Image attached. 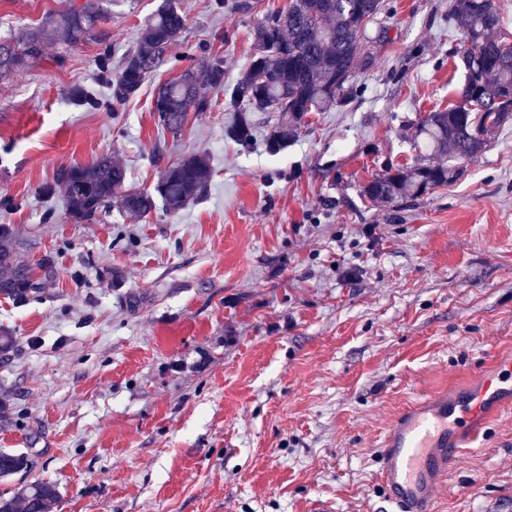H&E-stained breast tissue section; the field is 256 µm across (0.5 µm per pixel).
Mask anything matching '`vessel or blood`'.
I'll return each mask as SVG.
<instances>
[{
	"instance_id": "1",
	"label": "vessel or blood",
	"mask_w": 512,
	"mask_h": 512,
	"mask_svg": "<svg viewBox=\"0 0 512 512\" xmlns=\"http://www.w3.org/2000/svg\"><path fill=\"white\" fill-rule=\"evenodd\" d=\"M512 409V359L474 383L421 398L400 412L381 443L380 481L390 512H436V491L486 426Z\"/></svg>"
}]
</instances>
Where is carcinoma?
<instances>
[{
  "label": "carcinoma",
  "instance_id": "1",
  "mask_svg": "<svg viewBox=\"0 0 512 512\" xmlns=\"http://www.w3.org/2000/svg\"><path fill=\"white\" fill-rule=\"evenodd\" d=\"M382 0H290L285 11L268 16L253 33L255 54L248 68L231 85H224V60L205 57L177 78L163 84L153 99L161 126L176 134L190 114L208 112L213 94L225 96L230 120L227 137L247 147L252 140L254 112H275L276 122L267 134V148L281 151L295 139L298 125L311 112H328L357 95L356 70L370 63L364 53L370 26L376 23ZM104 18L103 0H72L63 11L49 16L45 25L15 39L0 38V78L28 70L46 60V47L55 40L78 44ZM500 17L493 0H458L451 18L461 34L456 51L463 72L458 102L427 113L417 124L412 149L414 164L391 166L376 175L362 194L374 204L417 199L454 182L464 165L483 152L487 141L476 136L484 130L494 136L512 120V47L493 38L490 31ZM186 18L179 0H162L148 18L138 48L128 52L117 76H112V50L104 45L97 57L96 84L112 90L121 102L135 96L148 75L169 61V49L182 36ZM79 107L97 109L94 91L80 87L69 94ZM440 163L431 164V157ZM206 159L188 153L166 166L149 189L126 186L123 165L103 157L91 166L66 165L56 170L41 193L59 196L65 214L77 223H92L118 199L131 218L143 219L162 203L171 214L200 199L209 185ZM53 272V257L45 255L39 267L21 259L15 228L0 224V297L24 305L43 292ZM16 337L0 329V360L14 353ZM33 460L0 450V482L29 472ZM59 498L57 485L34 481L13 495L0 493V512H48Z\"/></svg>",
  "mask_w": 512,
  "mask_h": 512
}]
</instances>
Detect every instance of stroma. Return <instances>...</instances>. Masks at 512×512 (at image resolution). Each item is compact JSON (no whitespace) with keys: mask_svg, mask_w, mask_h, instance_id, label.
Masks as SVG:
<instances>
[{"mask_svg":"<svg viewBox=\"0 0 512 512\" xmlns=\"http://www.w3.org/2000/svg\"><path fill=\"white\" fill-rule=\"evenodd\" d=\"M161 2L104 0L95 39L49 45L47 61L0 79V224L15 227L22 259L56 263L38 300L0 299V327L17 339L0 361V449L35 461L5 488L56 483L50 512H311L318 500L377 512L395 416L512 357V122L427 197L374 206L360 195L405 162L419 118L457 101V0H387L388 34L369 43L357 95L308 114L277 153L266 113L245 148L225 136L223 104L176 136L152 102L188 51L223 57L233 83L254 29L288 0L246 13L180 0L175 66L126 104H71V88L92 86L102 43L123 55ZM64 4L0 0V37ZM158 145L165 162L196 152L213 170L205 198L177 214L76 224L40 193L57 166L106 155L129 185H151ZM437 508L512 512V413L467 449Z\"/></svg>","mask_w":512,"mask_h":512,"instance_id":"35a3bbf8","label":"stroma"}]
</instances>
